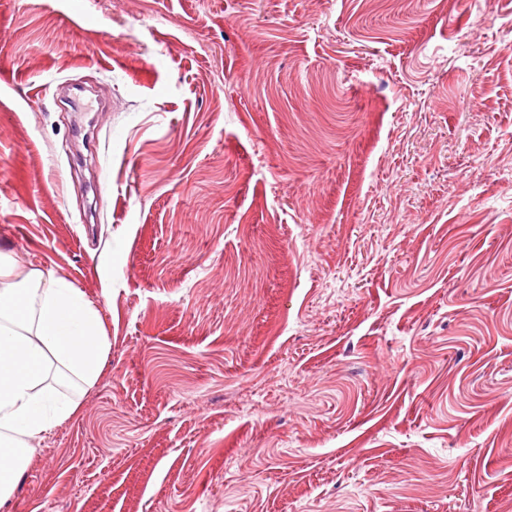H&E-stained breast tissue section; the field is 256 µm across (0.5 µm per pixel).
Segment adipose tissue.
Instances as JSON below:
<instances>
[{
    "instance_id": "1",
    "label": "adipose tissue",
    "mask_w": 512,
    "mask_h": 512,
    "mask_svg": "<svg viewBox=\"0 0 512 512\" xmlns=\"http://www.w3.org/2000/svg\"><path fill=\"white\" fill-rule=\"evenodd\" d=\"M110 348L85 293L54 270L16 272L0 251V510L34 454L101 377Z\"/></svg>"
}]
</instances>
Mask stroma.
I'll list each match as a JSON object with an SVG mask.
<instances>
[{"instance_id":"obj_1","label":"stroma","mask_w":512,"mask_h":512,"mask_svg":"<svg viewBox=\"0 0 512 512\" xmlns=\"http://www.w3.org/2000/svg\"><path fill=\"white\" fill-rule=\"evenodd\" d=\"M0 250L111 341L7 512H512V0H0Z\"/></svg>"}]
</instances>
